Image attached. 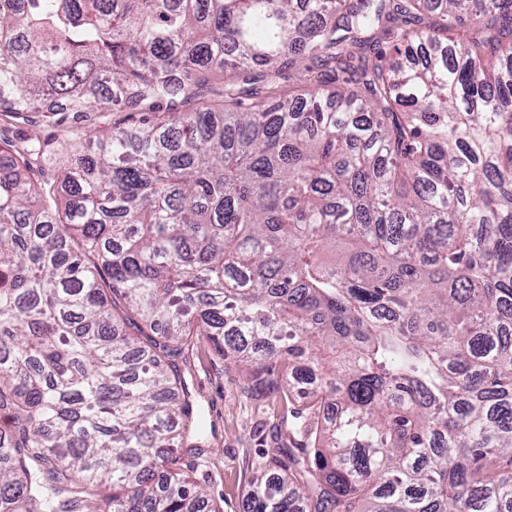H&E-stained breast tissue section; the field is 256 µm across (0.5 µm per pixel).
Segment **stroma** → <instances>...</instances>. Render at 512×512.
<instances>
[{
	"mask_svg": "<svg viewBox=\"0 0 512 512\" xmlns=\"http://www.w3.org/2000/svg\"><path fill=\"white\" fill-rule=\"evenodd\" d=\"M174 364L186 380L191 400L205 417L206 462L192 466L191 476L224 512H243V500L262 452L274 442L290 443L277 396H254L250 376L218 353L202 336L192 337Z\"/></svg>",
	"mask_w": 512,
	"mask_h": 512,
	"instance_id": "1",
	"label": "stroma"
}]
</instances>
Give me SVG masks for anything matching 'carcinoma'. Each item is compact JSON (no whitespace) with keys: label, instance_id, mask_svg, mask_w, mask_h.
Returning a JSON list of instances; mask_svg holds the SVG:
<instances>
[{"label":"carcinoma","instance_id":"carcinoma-1","mask_svg":"<svg viewBox=\"0 0 512 512\" xmlns=\"http://www.w3.org/2000/svg\"><path fill=\"white\" fill-rule=\"evenodd\" d=\"M31 114L59 134L0 137V512H223L180 473L186 336L293 436L245 512H512V0H0V120Z\"/></svg>","mask_w":512,"mask_h":512}]
</instances>
